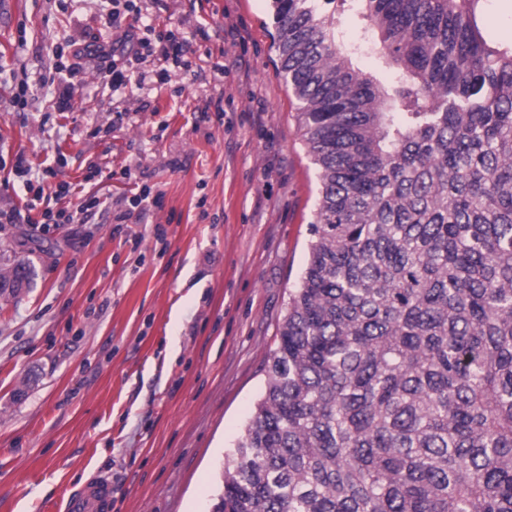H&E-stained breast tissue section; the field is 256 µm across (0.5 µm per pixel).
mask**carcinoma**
Segmentation results:
<instances>
[{
    "label": "carcinoma",
    "instance_id": "carcinoma-1",
    "mask_svg": "<svg viewBox=\"0 0 512 512\" xmlns=\"http://www.w3.org/2000/svg\"><path fill=\"white\" fill-rule=\"evenodd\" d=\"M272 2L319 204L212 507L512 512V45L481 0Z\"/></svg>",
    "mask_w": 512,
    "mask_h": 512
}]
</instances>
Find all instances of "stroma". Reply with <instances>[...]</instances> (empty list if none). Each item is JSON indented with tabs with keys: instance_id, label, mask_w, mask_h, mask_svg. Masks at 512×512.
<instances>
[{
	"instance_id": "35a3bbf8",
	"label": "stroma",
	"mask_w": 512,
	"mask_h": 512,
	"mask_svg": "<svg viewBox=\"0 0 512 512\" xmlns=\"http://www.w3.org/2000/svg\"><path fill=\"white\" fill-rule=\"evenodd\" d=\"M0 13V256L36 276L0 301V512H47L95 478L111 512H210L266 380L278 328L306 263L319 178L298 103L276 71L270 0H149L182 28L190 72L153 96L113 97L107 61H76L66 111L55 44L112 45L97 0H6ZM223 62L224 78L212 66ZM26 75V110L11 103ZM224 118L206 120L208 98ZM59 158L83 224L39 223L14 172ZM114 171L91 180L90 166ZM131 177H121L122 167ZM159 202L133 209L143 187Z\"/></svg>"
}]
</instances>
